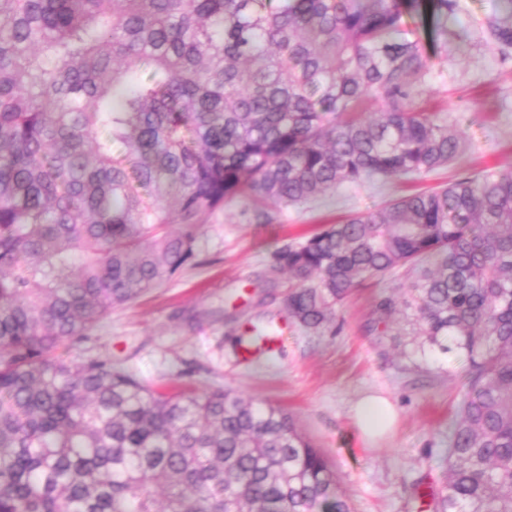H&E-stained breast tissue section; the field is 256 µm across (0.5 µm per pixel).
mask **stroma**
<instances>
[{"label":"stroma","mask_w":512,"mask_h":512,"mask_svg":"<svg viewBox=\"0 0 512 512\" xmlns=\"http://www.w3.org/2000/svg\"><path fill=\"white\" fill-rule=\"evenodd\" d=\"M463 4L443 23L448 53L435 59L425 92L465 138L462 159L408 181H372L311 203L273 205L266 224L255 221L247 202L225 203L202 225L192 264L113 308L72 344L69 357L112 361L158 388L219 385L281 407L324 455L352 512H431L467 361L455 351L415 355L419 338L403 313L377 325V303L409 285L406 269L355 287L319 331L289 323L273 355L240 364L237 340L246 328L287 321L288 276L270 271L279 249L407 193L512 169V59H502L481 32L488 19L505 16V0ZM367 395L388 398L398 412L393 432L373 443L354 419Z\"/></svg>","instance_id":"obj_1"}]
</instances>
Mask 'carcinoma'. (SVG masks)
<instances>
[{
    "label": "carcinoma",
    "mask_w": 512,
    "mask_h": 512,
    "mask_svg": "<svg viewBox=\"0 0 512 512\" xmlns=\"http://www.w3.org/2000/svg\"><path fill=\"white\" fill-rule=\"evenodd\" d=\"M508 4L486 24L505 59ZM423 9L461 0H0V512H350L282 409L59 350L192 263L228 201L263 217L460 158L423 102L439 51L404 30ZM273 267L312 332L358 282L413 274L380 319L412 308L417 353L468 361L430 508L512 512V171L330 224Z\"/></svg>",
    "instance_id": "1"
}]
</instances>
